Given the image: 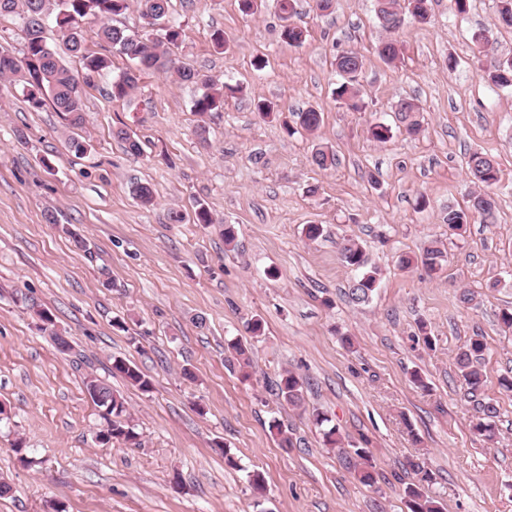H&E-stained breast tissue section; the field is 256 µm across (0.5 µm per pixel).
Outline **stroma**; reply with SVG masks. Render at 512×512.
Instances as JSON below:
<instances>
[{
  "instance_id": "1",
  "label": "stroma",
  "mask_w": 512,
  "mask_h": 512,
  "mask_svg": "<svg viewBox=\"0 0 512 512\" xmlns=\"http://www.w3.org/2000/svg\"><path fill=\"white\" fill-rule=\"evenodd\" d=\"M297 10L308 30L300 46L281 39L273 0L252 16L238 0H171L180 64L242 88L202 116L193 108L202 86L171 71L142 74L131 96L112 98L113 79L133 63L93 37L88 52L110 54L112 68L81 87L83 127L0 81V404L10 413L0 480L11 487L0 512H407L413 460L433 473L426 492L445 512H512V391L500 384L512 376V332L499 322L512 309V91L482 79L472 43L488 30L491 53L512 58V28L497 25L496 0H470L463 16L432 0L429 23L408 19L396 32L402 56L388 65L374 0H336L329 14L298 0ZM217 30L225 49L213 45ZM350 50L363 59L362 112L332 97L335 57ZM401 98L421 108L418 134L398 126ZM260 100L281 116L261 118ZM311 106L320 127L287 134L283 121ZM375 123L392 126V139L373 141ZM120 128L140 153L115 138ZM73 137L86 154L70 151ZM319 145L335 152V167L312 164ZM475 151L492 153L501 171L497 221L455 234L443 217L477 190L466 168ZM140 183L152 186V206L135 198ZM200 203L212 223H197ZM173 210L181 223H170ZM228 224L234 249L224 245ZM308 224L323 225V237L308 240ZM347 239L380 272L366 305L345 293L358 275L339 255ZM431 245L445 255L439 272L400 266ZM466 288L478 306L460 305ZM28 297L50 312L54 333L38 330ZM253 319L263 324L256 339L245 329ZM422 321L433 347L416 338ZM476 333L487 344L484 385L467 400L455 357ZM234 338L252 344L248 372L225 360ZM116 356L139 367L150 391L111 376ZM288 370L305 381L298 407L272 390ZM90 373L123 396L139 445L96 443L103 422L85 393ZM483 400L499 410L492 442L472 429ZM316 410L344 445L369 449L374 485L324 445ZM282 429L292 447L281 446ZM255 471L265 494L249 483Z\"/></svg>"
}]
</instances>
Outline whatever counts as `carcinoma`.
Listing matches in <instances>:
<instances>
[{"label": "carcinoma", "mask_w": 512, "mask_h": 512, "mask_svg": "<svg viewBox=\"0 0 512 512\" xmlns=\"http://www.w3.org/2000/svg\"><path fill=\"white\" fill-rule=\"evenodd\" d=\"M431 0H377L376 16L384 30L390 34L396 29L388 25L398 11L405 10L412 20L427 23L426 5ZM297 0H278V8L287 24L282 26L281 38L290 45H300L306 40L307 29L293 21L297 14ZM63 6L69 12V17L55 22L61 31V44H50L44 36L45 22L48 18H58L51 12L50 0H0V14L17 13L25 20L26 42L23 54L35 61V66L23 71L16 66L14 58L6 57L8 51H0V78H19L22 87L31 86L29 78H41L45 93L34 101L41 106L44 100H49L55 111L63 114L68 123L75 127L84 125V103L80 90L77 88L79 75L66 66L62 55L78 59L85 76L100 74L111 67L112 60L104 54H90L86 51L87 33L91 32L101 42L117 50L136 64V68L124 72L112 81V97L125 98L138 85L139 73L145 70L174 71L183 83L196 84L201 81L199 73L187 66L177 64L173 51L182 36L177 26L160 29V33L151 36L130 34L126 30L112 25V17L124 13L129 8V0H63ZM140 10H150L158 19L167 18L170 0H137ZM377 54L386 64L395 63L400 55L397 40L387 37L378 46ZM336 73L340 77L333 95L347 109L360 112L364 108L362 90L358 76L362 70L361 57L346 51L336 56L334 60ZM482 78L493 86L512 91V59L493 60L488 67H481ZM239 87L224 85L215 88L209 84V91L203 93L194 102V111L200 115L217 110L224 105V99L234 96ZM393 111L398 115V121L405 126L409 134L420 130L417 113L420 108L414 100L401 98L394 104ZM295 124L307 131L316 130L322 121V112L310 107L294 114ZM312 163L322 170L336 165V155L325 147H317L312 151ZM466 166L474 183L480 186V191L474 194L465 208H448L443 217L451 231H460L463 226L471 223L474 216H479L481 222L492 224L495 221L497 198L494 187L500 181V171L494 157L482 151H475L468 157ZM343 261L360 271V275L349 285L348 296L355 304H365L372 298L378 286L377 269H366L368 260L363 247L354 240H346L342 250ZM422 265L430 273H435L442 267L444 255L441 250L430 247L420 256ZM227 348L232 351L240 367L251 366L247 348L241 340H231ZM487 345L484 336L479 333L471 336L456 355V366L466 387L465 396L473 398L484 385V374L481 360ZM111 374L123 377L130 384L143 391L150 389V381L141 370L130 361L112 358ZM85 392L92 402L112 415V439L125 443H134L139 434L131 424L122 397L112 390L106 379L88 375L83 381ZM277 395L292 406H299L303 401L304 382L292 372H285L275 383ZM480 412L473 428L478 434L492 441L496 435L495 419L498 409L492 402L481 403ZM315 424L321 428L325 445L336 448L346 465L352 468L357 479L366 485L375 483L374 465L368 450L362 447L344 448L336 426H328L331 418L316 412L312 414ZM417 480L406 487V506L409 512H444L443 506L424 491V485L434 481V474L419 462L410 463Z\"/></svg>", "instance_id": "1"}]
</instances>
